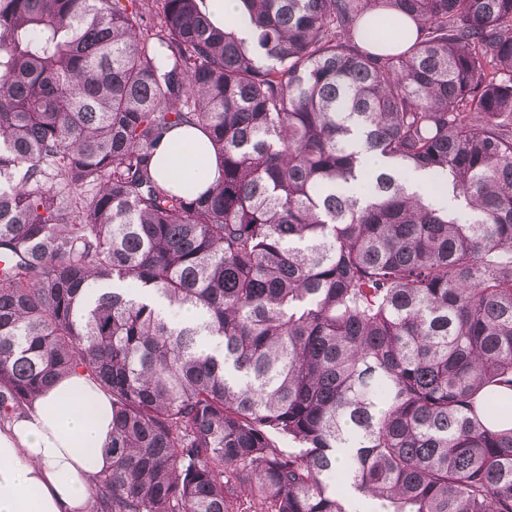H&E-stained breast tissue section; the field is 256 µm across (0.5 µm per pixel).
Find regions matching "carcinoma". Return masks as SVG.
I'll list each match as a JSON object with an SVG mask.
<instances>
[{"label":"carcinoma","instance_id":"cac0c4a2","mask_svg":"<svg viewBox=\"0 0 512 512\" xmlns=\"http://www.w3.org/2000/svg\"><path fill=\"white\" fill-rule=\"evenodd\" d=\"M206 2L0 0V411L110 395L87 512H512V0ZM212 20L218 25H232L239 12L238 0H207ZM153 170L162 180L190 181L198 189L209 187L218 177L213 150L193 129H175L164 138L155 152Z\"/></svg>","mask_w":512,"mask_h":512}]
</instances>
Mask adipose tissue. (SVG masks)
<instances>
[{
	"instance_id": "adipose-tissue-1",
	"label": "adipose tissue",
	"mask_w": 512,
	"mask_h": 512,
	"mask_svg": "<svg viewBox=\"0 0 512 512\" xmlns=\"http://www.w3.org/2000/svg\"><path fill=\"white\" fill-rule=\"evenodd\" d=\"M162 180L204 189L214 152L192 129L171 131L153 158ZM112 399L86 373L59 379L28 408L0 419V512H86L90 480L112 458Z\"/></svg>"
}]
</instances>
